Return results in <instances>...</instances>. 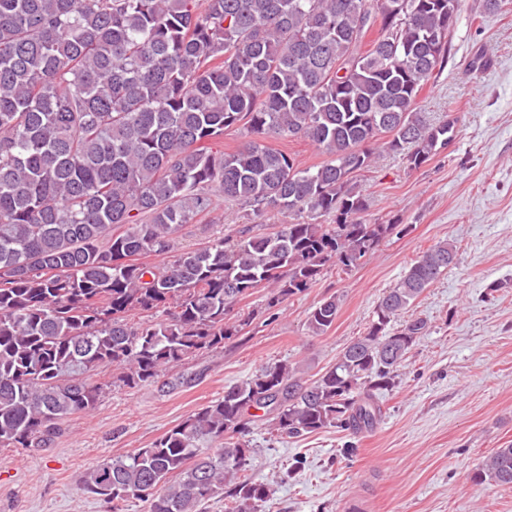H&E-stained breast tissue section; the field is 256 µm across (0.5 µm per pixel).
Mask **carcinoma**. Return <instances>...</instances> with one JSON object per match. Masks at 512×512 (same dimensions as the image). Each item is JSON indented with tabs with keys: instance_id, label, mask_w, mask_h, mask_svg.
<instances>
[{
	"instance_id": "obj_1",
	"label": "carcinoma",
	"mask_w": 512,
	"mask_h": 512,
	"mask_svg": "<svg viewBox=\"0 0 512 512\" xmlns=\"http://www.w3.org/2000/svg\"><path fill=\"white\" fill-rule=\"evenodd\" d=\"M461 0H0V447L46 445L62 418L93 412L112 384L157 380L243 334L256 289L267 309L327 265L357 267L398 224L365 219L357 177L378 152L417 170L448 149L456 118L416 111L443 68ZM240 127L233 152L211 143ZM302 138L326 155L302 168L267 140ZM224 198L252 219L296 216L151 265L179 228ZM333 220L324 224L321 218ZM439 242L377 304L364 335L308 383L277 362L224 390L79 489L117 512H263L251 478V407L289 437L376 428L380 396L427 327L390 328L454 263ZM339 310L309 312L316 336ZM512 486V445L475 473Z\"/></svg>"
}]
</instances>
